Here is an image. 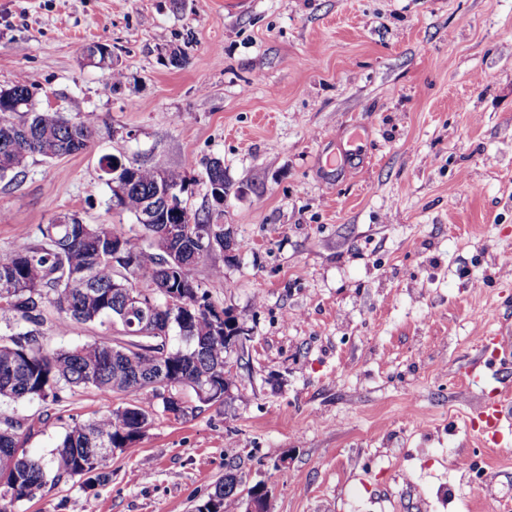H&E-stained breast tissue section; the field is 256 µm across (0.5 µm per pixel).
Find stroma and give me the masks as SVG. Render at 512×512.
<instances>
[{"label": "stroma", "instance_id": "35a3bbf8", "mask_svg": "<svg viewBox=\"0 0 512 512\" xmlns=\"http://www.w3.org/2000/svg\"><path fill=\"white\" fill-rule=\"evenodd\" d=\"M22 74L99 135L0 180V259L73 214L132 224L102 154L184 171L194 212L218 158L235 244L194 275L249 339L223 403L180 389L194 413H157L109 482L15 512H193L230 470L270 512H512V423L489 446L471 423L501 374L468 376L512 334V0H0V86ZM119 404L0 415L49 414L46 456Z\"/></svg>", "mask_w": 512, "mask_h": 512}]
</instances>
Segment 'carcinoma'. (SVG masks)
I'll return each instance as SVG.
<instances>
[{
  "label": "carcinoma",
  "mask_w": 512,
  "mask_h": 512,
  "mask_svg": "<svg viewBox=\"0 0 512 512\" xmlns=\"http://www.w3.org/2000/svg\"><path fill=\"white\" fill-rule=\"evenodd\" d=\"M34 84L22 76L0 88V179L17 178L30 158L55 159L88 149L97 135L94 118H67L36 108ZM99 166L111 188L109 200L118 214L135 220L154 207V220L128 234L121 224H85L72 215L58 224L38 227L36 242L0 260V321L10 333L0 336V400L55 403L67 387H91L126 406L74 424L51 456L25 448L47 419L19 421L0 416V448L19 450L13 467H0V512L32 500V488L89 474L92 487L111 478L107 448H129L154 420V400L163 412L184 418L194 412L186 401L175 407L163 389L152 385L161 375L176 377V387L191 388L199 401H224L235 374L224 369L228 346L215 327L224 309L210 302L193 270L224 249V225L212 223L213 212L168 207L156 197L157 183L188 192L183 171L158 172L125 156L104 154ZM205 177L213 203L221 204L230 188L224 164L211 160ZM117 185L121 191L112 189ZM193 280L185 297L187 314L168 305L167 294ZM138 289L153 315L124 311L125 293ZM57 313L55 328L64 336L74 324L112 331L109 338L73 347L49 349L38 327L47 313ZM168 329V349L157 345L156 332ZM167 354H162V351Z\"/></svg>",
  "instance_id": "cac0c4a2"
}]
</instances>
